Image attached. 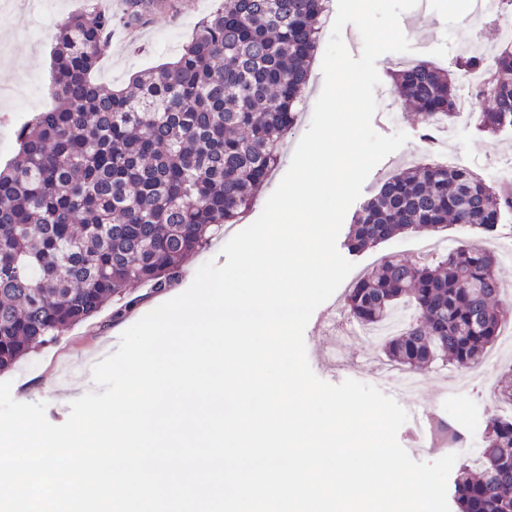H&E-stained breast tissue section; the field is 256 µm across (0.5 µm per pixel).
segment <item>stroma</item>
<instances>
[{
  "mask_svg": "<svg viewBox=\"0 0 512 512\" xmlns=\"http://www.w3.org/2000/svg\"><path fill=\"white\" fill-rule=\"evenodd\" d=\"M15 0H0V85H19L23 97L0 100V114H8V123L0 124V136H5L0 146V166L12 159L17 152L14 132L30 115L51 107L48 94L50 80V55L56 44L59 22L71 11L73 0H57L52 13L29 17L34 39L18 35L21 20L14 8ZM220 0H153V5L143 20L129 25L125 22L126 0H115L112 15L115 19V42L110 53L100 61L93 74L95 82L111 87L127 84L132 74L156 67L174 59L187 42L192 30L204 17V5H218ZM465 0H430L426 10L411 9L402 14L401 28L414 45L416 59L456 72L460 60L456 52L458 44L480 38L489 55L499 50V35L495 23H487L480 33H473L465 22ZM322 59L314 57L306 106L297 127L289 134L287 143L296 147L308 129L313 106L323 87ZM373 127L379 134L390 135L398 131L408 134L409 139L400 151L384 158L367 178L361 197L369 199L380 184L397 169L418 164L417 150L425 129L416 111H404L397 118H389L385 108H378ZM284 153L279 164L259 192L260 199H267L280 183L289 168L292 155ZM448 151L457 155L460 167L470 169L497 188L512 185V174L507 175L489 167L490 154L512 157V127H504L494 135L479 130L474 118L461 119L455 136L448 144ZM156 293L150 287L135 285L123 300H109L102 310L91 319L75 326L63 336L39 350L21 358L6 374L12 382V396L21 397L26 403H42L46 406L49 422L59 425L66 421L70 407L58 402L53 392L24 393L23 388L32 383L45 384L53 379L56 371H73L83 382H91L93 365L118 349L120 333L115 326L113 312L118 305H125L124 323L134 324L141 307L151 303ZM336 313V329L343 332V344L339 356L358 363V381L370 383L373 364L383 361L380 345L368 343L352 336L357 323L344 309V292L336 290L330 298ZM456 369L451 365L434 364L425 370L426 384L415 398L398 396L404 409L421 404L436 418L457 425L473 447H480L485 414L483 401L488 391L477 384L452 394L448 386Z\"/></svg>",
  "mask_w": 512,
  "mask_h": 512,
  "instance_id": "obj_1",
  "label": "stroma"
}]
</instances>
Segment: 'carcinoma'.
<instances>
[{
    "instance_id": "1",
    "label": "carcinoma",
    "mask_w": 512,
    "mask_h": 512,
    "mask_svg": "<svg viewBox=\"0 0 512 512\" xmlns=\"http://www.w3.org/2000/svg\"><path fill=\"white\" fill-rule=\"evenodd\" d=\"M327 0H224L177 59L105 88L112 13L86 0L58 25L53 108L16 132L0 169V372L64 335L135 284L160 290L185 261L254 205L305 98ZM423 123L453 115L456 84L425 61L391 71ZM478 111L487 134L512 126V43L501 47ZM512 194L470 170L421 163L386 178L357 212L347 248L450 224L493 229ZM495 255L463 242L432 265L385 256L346 289L359 324L413 304L384 340L387 361L419 371L483 361L509 313ZM479 458L452 482L456 512H512V420L490 415Z\"/></svg>"
}]
</instances>
